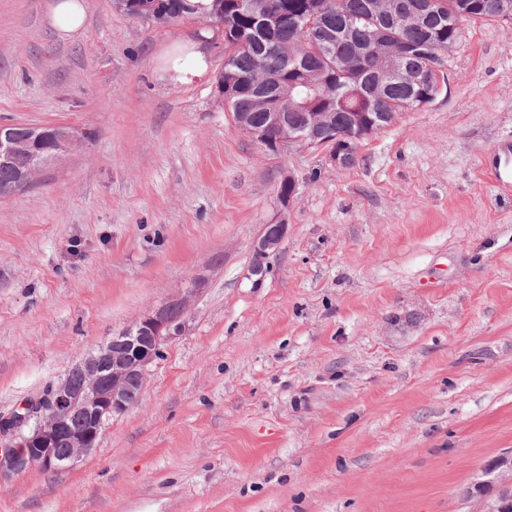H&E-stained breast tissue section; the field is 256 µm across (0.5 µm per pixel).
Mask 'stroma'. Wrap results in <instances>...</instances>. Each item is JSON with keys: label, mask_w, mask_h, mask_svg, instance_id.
Here are the masks:
<instances>
[{"label": "stroma", "mask_w": 512, "mask_h": 512, "mask_svg": "<svg viewBox=\"0 0 512 512\" xmlns=\"http://www.w3.org/2000/svg\"><path fill=\"white\" fill-rule=\"evenodd\" d=\"M51 3L0 0V123L95 140L0 199V415L190 298L139 403L76 466L0 482V512H480L512 451V187L486 175L512 146V21L463 22L435 100L341 168L234 128L208 21L87 0L64 39ZM199 42L206 71L170 79ZM288 234V224L284 219L264 224L261 233L253 242V252L260 258L276 255ZM256 257V262L262 259Z\"/></svg>", "instance_id": "35a3bbf8"}]
</instances>
